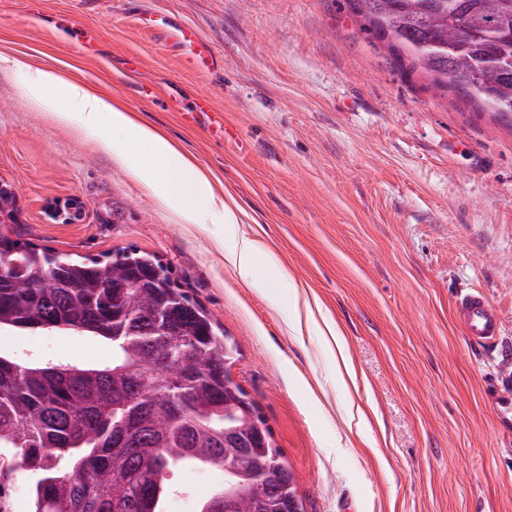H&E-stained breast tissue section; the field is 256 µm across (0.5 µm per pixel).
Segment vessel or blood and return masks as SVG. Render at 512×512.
I'll return each instance as SVG.
<instances>
[{
    "label": "vessel or blood",
    "instance_id": "b4317fda",
    "mask_svg": "<svg viewBox=\"0 0 512 512\" xmlns=\"http://www.w3.org/2000/svg\"><path fill=\"white\" fill-rule=\"evenodd\" d=\"M165 46L180 53L185 66L194 71L208 72L214 69L216 58L211 46L188 24L169 17L156 20ZM185 123L206 122L217 134H224V114L218 111L211 99L201 96L190 105L182 107ZM454 314L463 334L482 349L498 346L502 327L496 310L480 290L469 289L460 293L454 305Z\"/></svg>",
    "mask_w": 512,
    "mask_h": 512
}]
</instances>
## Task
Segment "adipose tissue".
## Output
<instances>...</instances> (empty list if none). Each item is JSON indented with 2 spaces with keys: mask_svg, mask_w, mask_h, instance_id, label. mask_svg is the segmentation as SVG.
<instances>
[{
  "mask_svg": "<svg viewBox=\"0 0 512 512\" xmlns=\"http://www.w3.org/2000/svg\"><path fill=\"white\" fill-rule=\"evenodd\" d=\"M11 66L28 75L27 89L37 108L59 124L93 134L101 150L126 167L182 223H223L231 240L224 253L226 263L254 288H271L280 264L259 235L244 230L249 215L232 189H217L212 175L175 141L117 99L55 69L34 68L21 59L12 60Z\"/></svg>",
  "mask_w": 512,
  "mask_h": 512,
  "instance_id": "adipose-tissue-1",
  "label": "adipose tissue"
}]
</instances>
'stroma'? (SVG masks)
<instances>
[{
	"label": "stroma",
	"instance_id": "stroma-1",
	"mask_svg": "<svg viewBox=\"0 0 512 512\" xmlns=\"http://www.w3.org/2000/svg\"><path fill=\"white\" fill-rule=\"evenodd\" d=\"M191 25L223 75L186 69L141 17ZM60 69L175 140L244 209L279 259L263 293L224 262L220 224H183L94 137L57 123L0 63V181L17 193L0 234L105 260L136 248L208 309L235 346L230 374L298 478L304 512H512V428L486 397L497 357L464 339L454 299L477 288L512 351V116L378 39L346 0H0V55ZM235 138L168 105L199 95ZM79 198L72 224L48 205ZM342 331L347 386L294 297ZM22 359L106 363L110 344L0 334ZM167 512H195L223 472L180 468Z\"/></svg>",
	"mask_w": 512,
	"mask_h": 512
}]
</instances>
